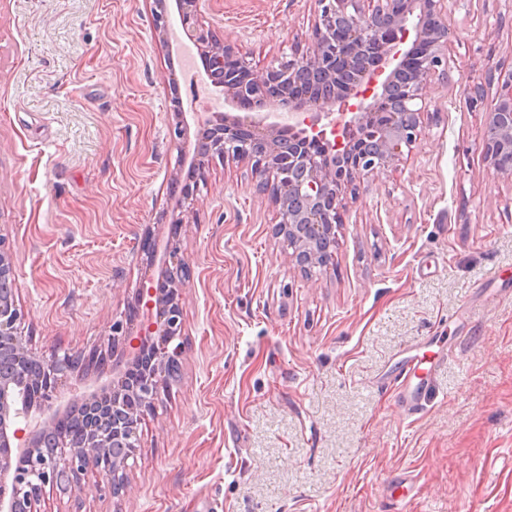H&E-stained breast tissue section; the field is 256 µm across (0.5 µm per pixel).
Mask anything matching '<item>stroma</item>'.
<instances>
[{"label":"stroma","instance_id":"stroma-1","mask_svg":"<svg viewBox=\"0 0 512 512\" xmlns=\"http://www.w3.org/2000/svg\"><path fill=\"white\" fill-rule=\"evenodd\" d=\"M150 0H0V241L40 355L106 349L178 235L181 372L141 425L128 492H47L40 512H512V183L482 153L466 77L512 67L503 0L448 18L451 80L407 160L347 204L336 262L305 275L245 161L192 197ZM314 0H201L250 66L305 51ZM431 364L420 412L389 378Z\"/></svg>","mask_w":512,"mask_h":512}]
</instances>
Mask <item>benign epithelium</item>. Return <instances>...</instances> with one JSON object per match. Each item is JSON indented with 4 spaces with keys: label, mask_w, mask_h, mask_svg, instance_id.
Instances as JSON below:
<instances>
[{
    "label": "benign epithelium",
    "mask_w": 512,
    "mask_h": 512,
    "mask_svg": "<svg viewBox=\"0 0 512 512\" xmlns=\"http://www.w3.org/2000/svg\"><path fill=\"white\" fill-rule=\"evenodd\" d=\"M460 0H315L318 10L312 39L301 56L278 67L256 70L237 48L196 27L200 0H153L160 42L179 43L168 28L175 6L184 32L213 65L211 85L222 87L235 105L252 113L233 121H216L202 112L186 113L174 101L179 128L194 124V151L183 150V164L196 177L205 175L209 157L252 160V177L262 187L280 181L276 156L281 127L266 123L267 115L288 113V145L293 164L288 171V202L280 207L277 236L288 239L289 262L307 273L333 265V247L345 199L359 194L361 184L404 159L420 139L425 107L418 105L427 81L449 79L447 3ZM423 15L413 40H408V15L416 5ZM411 42L408 49L400 46ZM482 150L493 173L512 182V167L498 163V153L512 152V68L489 70L487 81L465 83L472 108L484 103ZM336 113L331 130L313 127L302 118L309 108ZM388 121L373 128L374 117ZM176 237L155 245L150 266L161 269L136 290L138 331L130 320L112 324L107 347L112 350V383L79 401L65 397L63 381L74 373L70 357L50 358L33 351L23 336L24 314L16 303L13 254L0 240V359L12 365L0 374V512H38L46 487L78 485L87 470L98 475L96 487L125 494L129 460L138 453V425L158 398L181 357L182 296L186 281ZM36 387L35 400L18 404L17 394ZM79 418L86 437L76 440L57 430L61 416ZM67 477L61 482V477Z\"/></svg>",
    "instance_id": "obj_1"
}]
</instances>
